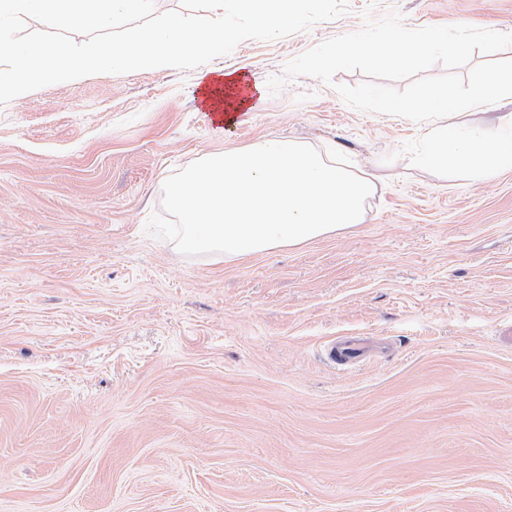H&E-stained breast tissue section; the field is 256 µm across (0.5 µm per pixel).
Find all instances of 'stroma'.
Returning a JSON list of instances; mask_svg holds the SVG:
<instances>
[{
	"mask_svg": "<svg viewBox=\"0 0 512 512\" xmlns=\"http://www.w3.org/2000/svg\"><path fill=\"white\" fill-rule=\"evenodd\" d=\"M348 7L207 62L262 86L221 133L205 68L0 104V512H512V171L418 163L432 122L349 106L360 72L267 85L392 11L512 33V0ZM279 138L350 158L361 224L231 260L147 233L172 174ZM366 347L355 340H341L330 345L328 357L333 363L348 366L363 359Z\"/></svg>",
	"mask_w": 512,
	"mask_h": 512,
	"instance_id": "1",
	"label": "stroma"
}]
</instances>
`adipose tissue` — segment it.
<instances>
[{
  "mask_svg": "<svg viewBox=\"0 0 512 512\" xmlns=\"http://www.w3.org/2000/svg\"><path fill=\"white\" fill-rule=\"evenodd\" d=\"M203 104L212 112H231L242 108L256 94L231 72L204 73L197 84ZM512 99V72L494 74L483 83L479 99H466L453 88H429L417 104L421 110L442 111L448 122L435 128L423 161L429 165H455L464 168L475 179L493 177L512 169V113L502 112L493 118L477 116L478 100ZM456 115L471 118V131L461 135L450 119Z\"/></svg>",
  "mask_w": 512,
  "mask_h": 512,
  "instance_id": "1",
  "label": "adipose tissue"
}]
</instances>
